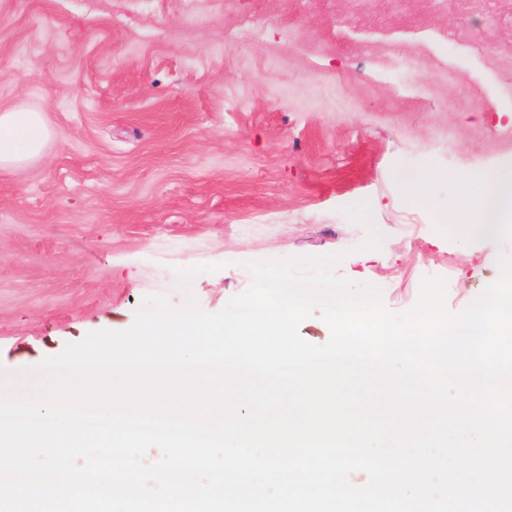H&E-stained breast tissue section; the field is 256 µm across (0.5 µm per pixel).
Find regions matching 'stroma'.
I'll list each match as a JSON object with an SVG mask.
<instances>
[{
	"mask_svg": "<svg viewBox=\"0 0 512 512\" xmlns=\"http://www.w3.org/2000/svg\"><path fill=\"white\" fill-rule=\"evenodd\" d=\"M19 106L51 135L0 171V385L31 391L146 295L218 312L251 260L346 252L337 274L402 313L428 277L460 311L512 256V234L449 226L463 183L512 161V0H0V111ZM362 200L381 249L343 213ZM434 179V174L427 171H413L404 173L400 184L411 199L423 196Z\"/></svg>",
	"mask_w": 512,
	"mask_h": 512,
	"instance_id": "35a3bbf8",
	"label": "stroma"
}]
</instances>
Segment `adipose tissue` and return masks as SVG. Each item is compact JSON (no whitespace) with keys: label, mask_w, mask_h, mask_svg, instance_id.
I'll return each instance as SVG.
<instances>
[{"label":"adipose tissue","mask_w":512,"mask_h":512,"mask_svg":"<svg viewBox=\"0 0 512 512\" xmlns=\"http://www.w3.org/2000/svg\"><path fill=\"white\" fill-rule=\"evenodd\" d=\"M49 135L41 112L23 107L0 112V169L36 160ZM450 223L455 238L463 243L511 233L512 162L489 172L478 186L465 187Z\"/></svg>","instance_id":"1"}]
</instances>
